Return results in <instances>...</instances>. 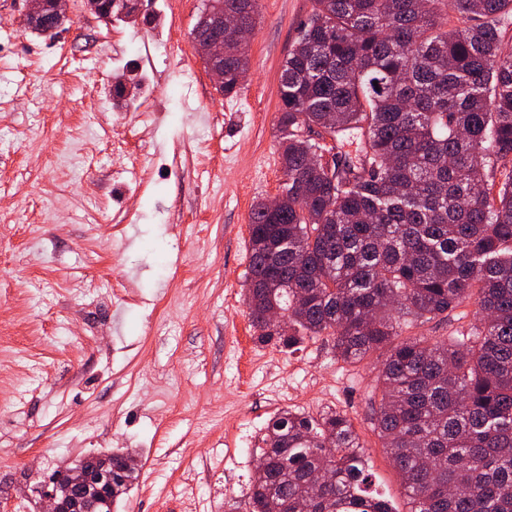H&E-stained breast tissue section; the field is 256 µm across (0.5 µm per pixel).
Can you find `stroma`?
<instances>
[{
    "mask_svg": "<svg viewBox=\"0 0 512 512\" xmlns=\"http://www.w3.org/2000/svg\"><path fill=\"white\" fill-rule=\"evenodd\" d=\"M164 28L104 24L70 0L56 38L0 0V502L38 512L34 476L116 448L140 477L117 512H230L275 414L347 413L375 486L406 512L371 426L375 358L332 340L259 344L249 216L281 192L279 79L310 0H260L248 77L216 90L191 43L202 0H146ZM143 80L161 110L94 101Z\"/></svg>",
    "mask_w": 512,
    "mask_h": 512,
    "instance_id": "1",
    "label": "stroma"
}]
</instances>
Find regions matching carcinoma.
<instances>
[{"label":"carcinoma","instance_id":"cac0c4a2","mask_svg":"<svg viewBox=\"0 0 512 512\" xmlns=\"http://www.w3.org/2000/svg\"><path fill=\"white\" fill-rule=\"evenodd\" d=\"M231 96L249 65L258 0H222ZM512 0H312L284 61L278 126L284 199L250 213L257 341L293 349L329 336L341 360L386 350L371 424L408 512H512ZM355 157L332 172L301 132ZM327 151L334 147L321 145ZM479 324L403 336L466 303ZM288 316V332L264 315ZM246 512H397L370 490L351 419L283 410L268 422ZM118 449L83 459L112 473L88 512H112L140 476ZM322 489L316 482L324 475Z\"/></svg>","mask_w":512,"mask_h":512}]
</instances>
